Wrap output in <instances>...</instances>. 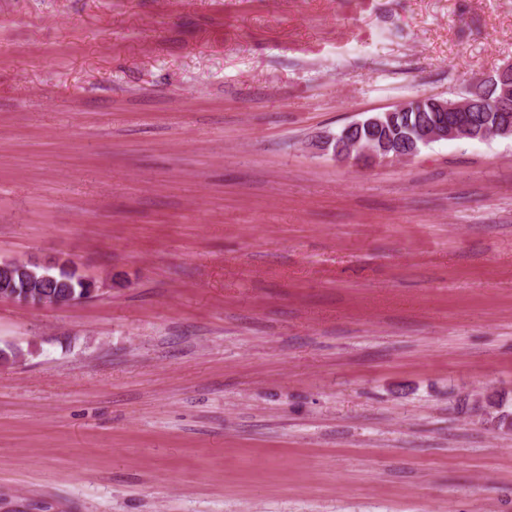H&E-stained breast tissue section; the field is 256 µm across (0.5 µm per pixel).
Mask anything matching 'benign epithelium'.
<instances>
[{"instance_id": "1", "label": "benign epithelium", "mask_w": 512, "mask_h": 512, "mask_svg": "<svg viewBox=\"0 0 512 512\" xmlns=\"http://www.w3.org/2000/svg\"><path fill=\"white\" fill-rule=\"evenodd\" d=\"M489 83L499 88L496 99L497 111L500 113L499 132L512 136V64L477 81L476 85ZM484 109L485 100L478 95L466 96L459 102L417 98L412 105L404 102L390 111L352 122L345 126L342 140L335 143L333 136L326 135L315 142V147L335 159L355 165L409 159L418 153L420 142L464 139L477 135V127L470 123V116ZM411 110L437 113L435 123L401 132L396 127V119ZM17 297L25 303L33 301L42 307H62L80 300L75 294L68 293L50 302L31 290L20 296L11 293V298Z\"/></svg>"}]
</instances>
